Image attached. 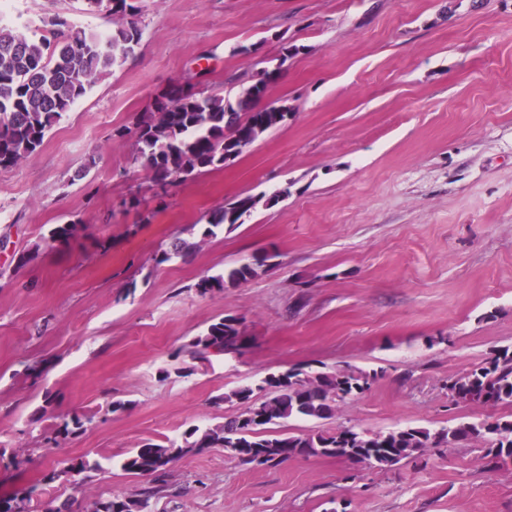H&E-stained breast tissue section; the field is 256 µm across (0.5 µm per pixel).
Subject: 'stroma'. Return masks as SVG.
I'll return each mask as SVG.
<instances>
[{"instance_id":"obj_1","label":"stroma","mask_w":512,"mask_h":512,"mask_svg":"<svg viewBox=\"0 0 512 512\" xmlns=\"http://www.w3.org/2000/svg\"><path fill=\"white\" fill-rule=\"evenodd\" d=\"M135 4L134 55L0 170V499L39 484L84 512L97 496L150 490L121 469L127 452L223 423L241 407L216 396L289 369L375 379L334 417L292 418L284 432L504 415L449 405L443 384L512 347V0ZM0 6L33 30L54 14L112 27L83 0ZM276 64L267 100L288 104L287 120L222 169L156 194L134 160L138 113L185 78L235 93ZM244 196L258 200L246 223L201 238L215 209ZM70 223L80 238L50 248ZM178 239L198 247L161 261ZM255 262L253 279L195 289ZM227 315L244 321L242 352L183 355ZM68 412L93 420L64 438L55 417ZM86 454L101 470L46 482L57 461ZM425 460L258 465L212 448L171 464L151 512H512V466L488 469L479 444Z\"/></svg>"}]
</instances>
